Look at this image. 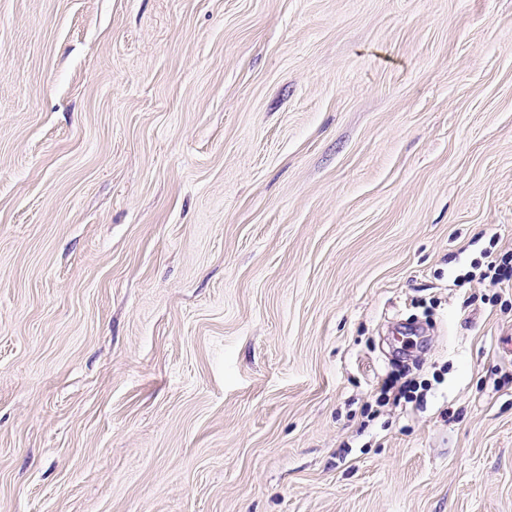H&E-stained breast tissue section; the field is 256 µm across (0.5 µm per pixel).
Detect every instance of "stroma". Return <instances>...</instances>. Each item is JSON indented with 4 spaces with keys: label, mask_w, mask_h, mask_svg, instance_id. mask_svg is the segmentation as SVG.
Wrapping results in <instances>:
<instances>
[{
    "label": "stroma",
    "mask_w": 512,
    "mask_h": 512,
    "mask_svg": "<svg viewBox=\"0 0 512 512\" xmlns=\"http://www.w3.org/2000/svg\"><path fill=\"white\" fill-rule=\"evenodd\" d=\"M488 250L512 0H0V512H512Z\"/></svg>",
    "instance_id": "35a3bbf8"
}]
</instances>
